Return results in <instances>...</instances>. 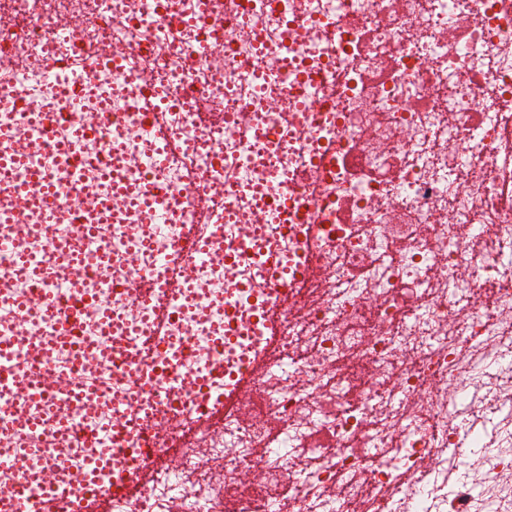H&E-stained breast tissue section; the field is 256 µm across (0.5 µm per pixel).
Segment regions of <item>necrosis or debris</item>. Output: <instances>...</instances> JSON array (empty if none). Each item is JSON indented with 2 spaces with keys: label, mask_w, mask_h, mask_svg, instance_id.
<instances>
[{
  "label": "necrosis or debris",
  "mask_w": 512,
  "mask_h": 512,
  "mask_svg": "<svg viewBox=\"0 0 512 512\" xmlns=\"http://www.w3.org/2000/svg\"><path fill=\"white\" fill-rule=\"evenodd\" d=\"M63 19L78 24L64 50ZM104 41L116 59L97 58ZM0 61L19 152L0 164L16 379L0 452L19 456L0 512L48 497L58 512L99 497L112 512H485L448 482L451 395L485 389L481 482L512 512V366L496 364L512 353V0H0ZM156 112L162 165L141 133ZM39 139L53 175L23 153ZM210 182L224 200L203 217ZM286 198L287 220L266 223ZM200 222L206 254L186 232ZM46 266L55 310L11 321ZM154 334L165 351L144 356ZM57 363L73 366L60 387ZM215 364L249 375L227 412Z\"/></svg>",
  "instance_id": "4bbe7bcc"
}]
</instances>
